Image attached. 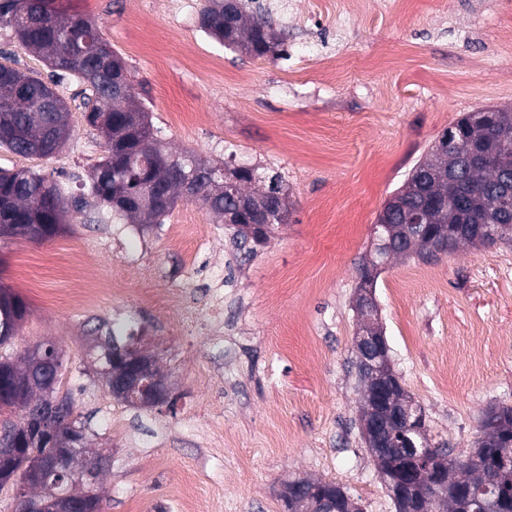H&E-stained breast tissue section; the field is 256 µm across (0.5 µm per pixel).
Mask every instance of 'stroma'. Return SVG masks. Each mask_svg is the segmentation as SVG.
<instances>
[{
  "mask_svg": "<svg viewBox=\"0 0 512 512\" xmlns=\"http://www.w3.org/2000/svg\"><path fill=\"white\" fill-rule=\"evenodd\" d=\"M203 2L53 6L99 22L169 151L281 173L287 223L241 247L191 202L139 226L92 200L52 238H1L0 285L28 305L12 352L62 351L87 446L111 451L94 485L102 512H182L186 490L193 512H286L281 491L298 478L344 486L362 512H396L359 425V266L386 200L448 126L512 107V0H295L292 21H271L278 52L262 57L201 32ZM304 31L332 37L335 79L320 57L293 55ZM82 89L73 77L57 87L71 126L59 153L0 150V166L85 179L105 138L86 121ZM58 255L104 283L91 306L71 308ZM201 264L232 271L239 295L221 346L141 298L184 288L205 319ZM373 295L432 443L469 452L487 412L512 406V242L391 260ZM110 330L156 359L167 402L144 408L108 391L93 366Z\"/></svg>",
  "mask_w": 512,
  "mask_h": 512,
  "instance_id": "35a3bbf8",
  "label": "stroma"
}]
</instances>
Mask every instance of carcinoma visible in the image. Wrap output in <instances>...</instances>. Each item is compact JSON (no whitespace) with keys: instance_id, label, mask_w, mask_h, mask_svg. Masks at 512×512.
Wrapping results in <instances>:
<instances>
[{"instance_id":"1","label":"carcinoma","mask_w":512,"mask_h":512,"mask_svg":"<svg viewBox=\"0 0 512 512\" xmlns=\"http://www.w3.org/2000/svg\"><path fill=\"white\" fill-rule=\"evenodd\" d=\"M52 0H0V28H8L19 45L52 69L53 79L25 74L0 63V148L15 154L49 157L69 137V108L55 85L75 76L85 85L86 121L105 135V154L94 166L87 193L121 215L129 224H160L178 201L187 199L222 216L245 199L261 213L266 241L290 211V196L277 173L255 168L229 169L223 185L212 182L220 165L202 162L193 153L169 154L154 137L149 113L135 92L131 74L124 83L112 71L90 61L88 53L101 38L97 21L67 16L51 7ZM200 29L226 48L262 57L278 46L269 21L246 13L241 0H205ZM489 122L466 126L463 139L450 146L440 137L426 157L387 200L384 222L375 225V244L362 263L380 268L395 255L433 260L420 240L434 237L453 250L482 237L488 244L512 241V169L498 162L512 156V109L487 108ZM283 188L270 206L269 191ZM85 196H70L57 181L26 169L0 167V236H30L34 224L42 238L59 233L70 209L81 210ZM28 306L14 292L0 287V350L16 336ZM22 390L17 401L0 404L13 410L18 401L39 396L41 375L27 359L15 362L0 353V388ZM22 449L18 466L37 450L35 441L16 437L9 418L0 423V445ZM448 478V499L432 497L430 512H512V406L489 411L482 433L466 455L435 448Z\"/></svg>"}]
</instances>
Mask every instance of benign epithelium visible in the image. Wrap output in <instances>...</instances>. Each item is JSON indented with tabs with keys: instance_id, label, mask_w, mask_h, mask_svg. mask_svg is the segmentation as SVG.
<instances>
[{
	"instance_id": "7a95c632",
	"label": "benign epithelium",
	"mask_w": 512,
	"mask_h": 512,
	"mask_svg": "<svg viewBox=\"0 0 512 512\" xmlns=\"http://www.w3.org/2000/svg\"><path fill=\"white\" fill-rule=\"evenodd\" d=\"M244 209L224 214V223L232 224L241 229L248 237H260L266 233V226L256 222H242ZM376 270L368 265L364 268L361 280V292L357 297V309L360 317H370L373 314L374 302L369 282L374 278ZM354 349L357 362L367 373L370 393L378 398L389 395L392 403L388 414L399 418L404 417L407 428L411 432L422 430L425 424V414L414 404L405 387L395 379L394 370L389 356V347L384 336L377 330H368L360 325L354 339ZM27 355L33 366L49 368L52 356L48 348L35 345L28 349ZM112 363L124 366L126 375L117 380L111 376V369L98 368L96 372L102 380L108 382L109 391L114 396H123L130 390L139 392V403L143 407H152L168 399L167 386L159 385L151 377L154 361L151 357L125 347L112 355ZM58 379L52 376L47 379L45 397L40 402L33 400L21 405V413L15 420L18 431L34 434L44 443L42 452L28 463L27 467L18 472L14 470V448H0V484L15 485V494L20 505V512H100L97 499L88 492L76 494V485H90L96 474L108 460L109 453L98 454L91 462L80 466L82 449L75 446L79 442L76 436H63L65 423L75 418V407L63 396L55 392ZM367 447L376 468L387 461V448L391 447L393 432L387 422L381 420L368 410L359 417ZM441 466H427L420 470L419 485L442 492L445 484L441 477ZM54 480L55 485L47 487L36 497L27 492L33 486H41ZM305 496L318 498L320 502L335 507V512H358L353 501H348V507L337 505L336 491L323 484L309 481L295 482L283 491L285 502L292 503Z\"/></svg>"
}]
</instances>
